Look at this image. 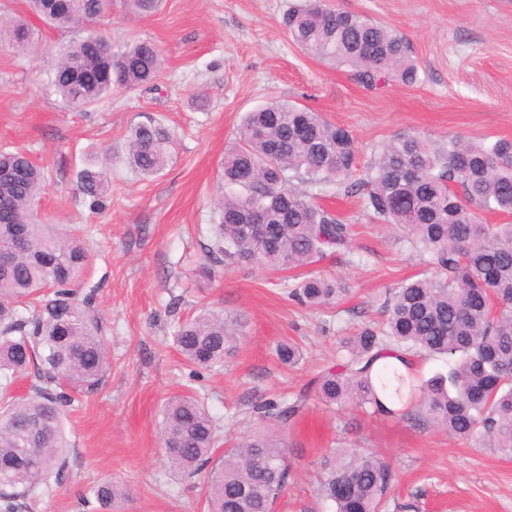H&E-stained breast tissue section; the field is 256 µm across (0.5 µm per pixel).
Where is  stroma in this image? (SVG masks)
Here are the masks:
<instances>
[{"mask_svg":"<svg viewBox=\"0 0 512 512\" xmlns=\"http://www.w3.org/2000/svg\"><path fill=\"white\" fill-rule=\"evenodd\" d=\"M300 0H163L146 16L117 7L116 40L146 39L162 54L153 89L120 90L88 112L62 108L45 88L51 48L64 33L30 14L24 0H0V14L38 34L27 50L0 42V151L26 150L44 167L35 204L43 223L78 237L89 253L80 293H93L106 327L102 383L74 393L64 431L73 446L62 481L37 490L31 512H83L80 500L105 480L127 491L120 512H204L202 478L164 463L160 429L171 396L198 394L220 439L263 430L257 397L294 394L336 361L346 333L378 321L386 294L420 277L423 256L400 242L353 198L319 202L353 224L348 253L314 269L343 279L349 296L333 308L293 301L289 272L249 264L200 277L224 154L245 113L279 98L348 128L362 160L400 134L472 143L512 139V0H329L403 36L419 70L413 84L366 88L348 67L305 54L282 18ZM155 123L169 135L163 170L145 177L126 162L131 130ZM107 162V207L94 213L76 191L78 173ZM243 323L234 357L192 376L174 341L178 320L202 309ZM296 344L297 365L276 347ZM292 473L278 512H330L318 494L325 454L372 453L389 462L396 501L419 512H512V456L481 440L449 437L428 422L330 410L310 399L285 432Z\"/></svg>","mask_w":512,"mask_h":512,"instance_id":"1","label":"stroma"}]
</instances>
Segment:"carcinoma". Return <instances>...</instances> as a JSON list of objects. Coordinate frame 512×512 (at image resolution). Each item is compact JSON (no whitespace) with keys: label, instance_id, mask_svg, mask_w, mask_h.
<instances>
[{"label":"carcinoma","instance_id":"carcinoma-1","mask_svg":"<svg viewBox=\"0 0 512 512\" xmlns=\"http://www.w3.org/2000/svg\"><path fill=\"white\" fill-rule=\"evenodd\" d=\"M46 26L75 36L52 48L47 86L69 110L84 112L112 91L150 89L161 52L151 41L115 42L105 21L115 0H27ZM135 15L161 0H121ZM292 41L306 53L357 69L362 83L414 84L418 68L406 39L362 15L307 0L284 16ZM31 39L23 20L0 22V38ZM162 128L134 130L129 163L146 176L166 163ZM0 512H27L36 488L67 467L63 428L68 397L55 386L91 390L107 370L102 324L92 297H79L88 253L83 244L36 220L43 170L24 151L0 152ZM219 223L200 273L224 262L273 271L298 269L350 248L352 225L310 198L329 188L356 197L384 224L427 256V272L403 283L384 302L385 322L343 338L336 363L293 398H258L253 411L269 422L216 459L217 427L197 397L171 398L164 410L165 458L180 474L207 473L208 512H273L291 464L283 430L310 396L327 406L350 403L364 412L411 415L455 438L480 436L512 455V224H483L477 211L512 215V140L473 144L450 137L437 144L416 135L385 143L360 161L352 133L321 113L271 100L244 116L236 145L224 155ZM107 169H87L77 189L92 211L106 207ZM349 288L310 273L290 295L310 308H331ZM238 318L214 310L177 327L175 342L194 369L221 366L237 349ZM279 360L293 366L299 347L282 343ZM448 359V372L420 379L414 358ZM34 369L29 395L10 393L15 373ZM319 494L332 512H383L394 480L389 463L372 453L328 456ZM98 512L123 496L106 481L92 489Z\"/></svg>","mask_w":512,"mask_h":512}]
</instances>
